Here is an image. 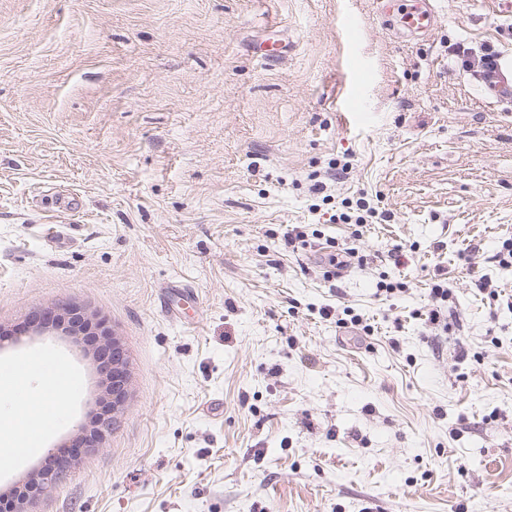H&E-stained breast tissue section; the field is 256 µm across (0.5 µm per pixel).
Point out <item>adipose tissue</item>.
<instances>
[{"instance_id":"1","label":"adipose tissue","mask_w":512,"mask_h":512,"mask_svg":"<svg viewBox=\"0 0 512 512\" xmlns=\"http://www.w3.org/2000/svg\"><path fill=\"white\" fill-rule=\"evenodd\" d=\"M74 379L60 362L25 356L0 366V462L38 447L43 432L61 417Z\"/></svg>"}]
</instances>
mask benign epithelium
Masks as SVG:
<instances>
[{"instance_id":"obj_1","label":"benign epithelium","mask_w":512,"mask_h":512,"mask_svg":"<svg viewBox=\"0 0 512 512\" xmlns=\"http://www.w3.org/2000/svg\"><path fill=\"white\" fill-rule=\"evenodd\" d=\"M89 326L104 337L99 349L105 370L104 389L107 395L105 416H96L83 428L80 443L85 448H100L106 435L112 430V420L123 405L127 384V357L121 340L110 336L102 321L76 307H50L37 312L28 322L27 328L42 333L49 330H63L72 335L82 334L81 328ZM67 474V452L63 449L51 454L44 467L36 475L41 489H47L63 480Z\"/></svg>"}]
</instances>
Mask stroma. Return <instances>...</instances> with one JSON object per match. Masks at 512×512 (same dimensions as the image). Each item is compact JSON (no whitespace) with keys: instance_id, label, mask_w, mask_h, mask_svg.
I'll use <instances>...</instances> for the list:
<instances>
[{"instance_id":"obj_1","label":"stroma","mask_w":512,"mask_h":512,"mask_svg":"<svg viewBox=\"0 0 512 512\" xmlns=\"http://www.w3.org/2000/svg\"><path fill=\"white\" fill-rule=\"evenodd\" d=\"M437 9L415 40L379 0H0V360L81 378L0 492L102 409L84 345L10 336L66 305L121 339L127 395L27 512H512V102L448 55L491 44L512 76V0ZM361 198L386 219L355 241ZM329 238L366 263L325 280ZM439 274L444 330L419 318Z\"/></svg>"}]
</instances>
